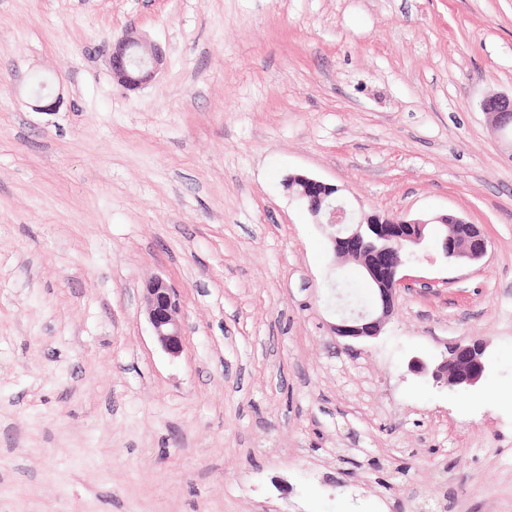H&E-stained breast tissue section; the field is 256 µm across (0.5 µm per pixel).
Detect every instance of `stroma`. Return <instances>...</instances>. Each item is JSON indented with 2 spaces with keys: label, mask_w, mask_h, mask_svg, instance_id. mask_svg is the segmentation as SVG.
<instances>
[{
  "label": "stroma",
  "mask_w": 512,
  "mask_h": 512,
  "mask_svg": "<svg viewBox=\"0 0 512 512\" xmlns=\"http://www.w3.org/2000/svg\"><path fill=\"white\" fill-rule=\"evenodd\" d=\"M164 64L112 76L125 30ZM61 104L39 112L30 78ZM512 0H0V512H512ZM454 214L381 334L286 190ZM181 293L170 357L143 289ZM472 337L469 389L407 369ZM481 109L492 118L499 130L512 127V97H488L482 101Z\"/></svg>",
  "instance_id": "35a3bbf8"
}]
</instances>
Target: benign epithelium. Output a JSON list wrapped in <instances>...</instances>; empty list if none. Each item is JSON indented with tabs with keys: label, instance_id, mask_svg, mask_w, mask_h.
I'll list each match as a JSON object with an SVG mask.
<instances>
[{
	"label": "benign epithelium",
	"instance_id": "7a95c632",
	"mask_svg": "<svg viewBox=\"0 0 512 512\" xmlns=\"http://www.w3.org/2000/svg\"><path fill=\"white\" fill-rule=\"evenodd\" d=\"M163 63L162 51L144 42L133 30L112 45V73L127 88L153 80ZM481 109L498 129L512 127V97H488ZM284 184L315 223L325 227L336 260L357 264L362 278L372 287V303L367 309L354 310L331 326L332 332L342 338L365 340L380 334L395 311L398 291L409 286L408 261L429 238V226L452 225L451 234L441 233L434 239L443 260L466 265L487 255L486 236L477 225L461 217L447 214L422 219L401 213L356 212L340 201L336 185L304 174L288 175ZM144 303L158 345L166 354L179 356L185 343V323L178 290L155 276L146 284ZM484 352L481 339L456 342L439 360L411 358L408 370L414 375H429L436 384L451 389L475 387L485 378Z\"/></svg>",
	"mask_w": 512,
	"mask_h": 512
}]
</instances>
